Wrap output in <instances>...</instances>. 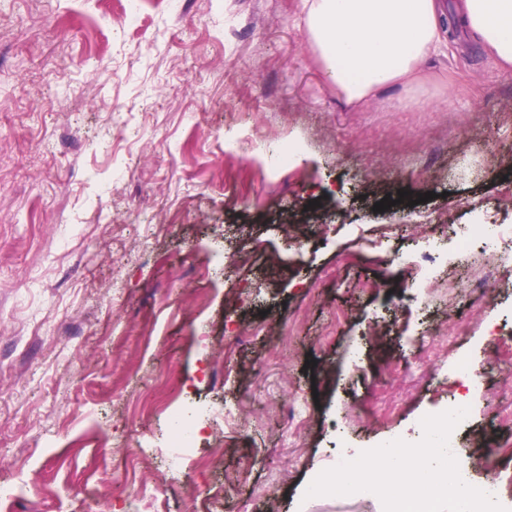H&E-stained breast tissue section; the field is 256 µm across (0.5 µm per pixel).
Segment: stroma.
Segmentation results:
<instances>
[{
    "mask_svg": "<svg viewBox=\"0 0 512 512\" xmlns=\"http://www.w3.org/2000/svg\"><path fill=\"white\" fill-rule=\"evenodd\" d=\"M121 8L0 0V512H125L137 483L141 512H383L304 493L340 443L416 440L460 394L438 388L423 332L512 370L488 333L512 330V288L470 309L484 251L439 263L428 299L386 279L393 252L512 223V167L485 165L512 159V72L460 28L421 85L354 106L300 0ZM358 224L392 239L365 251ZM296 400L316 407L291 428ZM188 401L211 411L193 465L134 466ZM228 405L241 422L217 428ZM460 456L512 512V447L471 433Z\"/></svg>",
    "mask_w": 512,
    "mask_h": 512,
    "instance_id": "stroma-1",
    "label": "stroma"
}]
</instances>
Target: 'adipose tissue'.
I'll list each match as a JSON object with an SVG mask.
<instances>
[{"instance_id": "obj_1", "label": "adipose tissue", "mask_w": 512, "mask_h": 512, "mask_svg": "<svg viewBox=\"0 0 512 512\" xmlns=\"http://www.w3.org/2000/svg\"><path fill=\"white\" fill-rule=\"evenodd\" d=\"M309 42L347 103L415 83L440 46L437 0H301ZM464 26L493 62L512 67V0H462Z\"/></svg>"}]
</instances>
